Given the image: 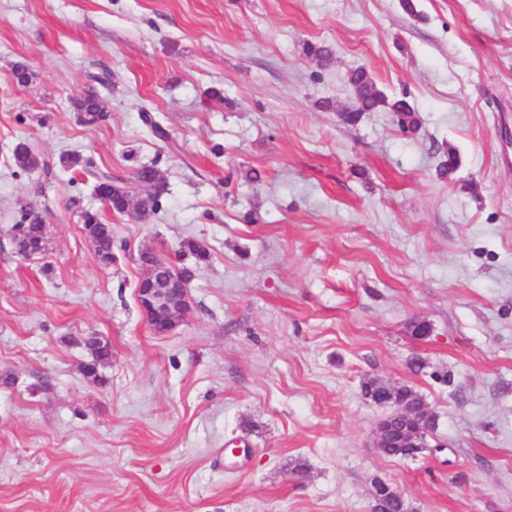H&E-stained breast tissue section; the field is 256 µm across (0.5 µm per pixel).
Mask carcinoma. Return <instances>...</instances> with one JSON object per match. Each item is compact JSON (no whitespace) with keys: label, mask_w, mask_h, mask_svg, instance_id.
Segmentation results:
<instances>
[{"label":"carcinoma","mask_w":512,"mask_h":512,"mask_svg":"<svg viewBox=\"0 0 512 512\" xmlns=\"http://www.w3.org/2000/svg\"><path fill=\"white\" fill-rule=\"evenodd\" d=\"M354 104L345 111L344 121L347 124H355L360 121L365 112H373L386 103L381 93H373V80L363 68L351 71L349 77ZM76 115L80 123L95 125L107 117L106 100L95 92H87L75 102ZM391 110L397 123L402 128H413L417 125V119L412 107L403 99L391 104ZM13 161L22 170H32L39 167H48L41 162L36 154L25 142H18L13 149ZM166 177L163 171L156 166H141L134 171L133 185L126 186L113 184L112 176L103 174L99 177L95 191L105 197V203L109 210L118 214H126L133 210L139 214L154 212L160 207V200L166 191ZM83 230L86 237L94 245L97 259L104 265L112 264L115 259L113 254L114 242L112 237V225L108 224L102 215L97 212L86 211L83 213ZM47 227L36 216L30 218L25 224H17L14 227L13 244L16 253L26 254L30 247L46 250ZM193 257L196 261H205L208 258L206 244L198 239L186 238L181 241L177 258ZM84 346L91 352L92 363L84 366L88 375H94L97 368L109 363L112 354L107 343L97 336H87L83 340Z\"/></svg>","instance_id":"obj_1"}]
</instances>
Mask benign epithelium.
Returning <instances> with one entry per match:
<instances>
[{"label": "benign epithelium", "instance_id": "1", "mask_svg": "<svg viewBox=\"0 0 512 512\" xmlns=\"http://www.w3.org/2000/svg\"><path fill=\"white\" fill-rule=\"evenodd\" d=\"M141 263L142 275L137 289L139 307L154 333L166 335L178 326L190 309L191 279L150 248L141 250ZM373 402L390 407L386 426L377 428V434L381 436L397 432L413 440L426 438L434 431L428 421L430 410L419 405L412 394L398 396L385 387L378 391Z\"/></svg>", "mask_w": 512, "mask_h": 512}]
</instances>
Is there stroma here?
<instances>
[{"label": "stroma", "mask_w": 512, "mask_h": 512, "mask_svg": "<svg viewBox=\"0 0 512 512\" xmlns=\"http://www.w3.org/2000/svg\"><path fill=\"white\" fill-rule=\"evenodd\" d=\"M414 3L0 0V512H369L377 478L411 512H512V0ZM359 67L387 103L351 126ZM91 90L109 114L87 126ZM20 141L44 167L15 166ZM67 152L127 184L157 164L161 211L104 210ZM188 237L210 257L158 336L136 252ZM91 335L112 348L94 379ZM370 379L423 399L429 451L381 454ZM74 106L79 122L84 125H95L107 117L106 100L96 92L85 93ZM83 230L94 245L97 259L104 265L112 264L115 256L111 224H108L101 214L85 211L83 213ZM27 224H16L14 227L13 244L16 253L25 255L28 247L41 249L42 254L47 246V227L37 216H32Z\"/></svg>", "instance_id": "35a3bbf8"}]
</instances>
